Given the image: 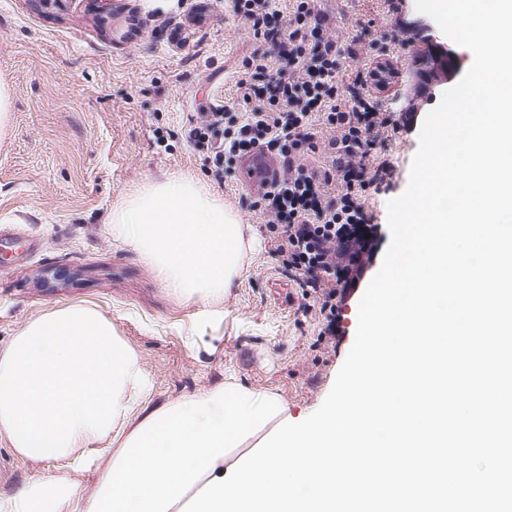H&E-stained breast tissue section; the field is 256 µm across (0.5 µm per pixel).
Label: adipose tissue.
I'll list each match as a JSON object with an SVG mask.
<instances>
[{"label": "adipose tissue", "instance_id": "1", "mask_svg": "<svg viewBox=\"0 0 512 512\" xmlns=\"http://www.w3.org/2000/svg\"><path fill=\"white\" fill-rule=\"evenodd\" d=\"M112 235L138 251L179 298L227 299L257 241L199 178H147L113 204ZM146 375L111 320L86 305L53 308L0 347V442L66 471L27 482L0 512H181L242 448L288 416L277 394L228 378L161 405L144 400ZM108 441L94 460L88 447ZM97 470L91 490L69 477Z\"/></svg>", "mask_w": 512, "mask_h": 512}]
</instances>
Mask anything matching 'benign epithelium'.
<instances>
[{
	"label": "benign epithelium",
	"mask_w": 512,
	"mask_h": 512,
	"mask_svg": "<svg viewBox=\"0 0 512 512\" xmlns=\"http://www.w3.org/2000/svg\"><path fill=\"white\" fill-rule=\"evenodd\" d=\"M417 29V49L411 72V89L406 95V112L418 111L422 97H434L439 87L455 78L456 69L460 66L457 53L451 45L433 35L429 24L419 22Z\"/></svg>",
	"instance_id": "1"
}]
</instances>
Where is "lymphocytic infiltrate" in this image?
<instances>
[{"label": "lymphocytic infiltrate", "instance_id": "1", "mask_svg": "<svg viewBox=\"0 0 512 512\" xmlns=\"http://www.w3.org/2000/svg\"><path fill=\"white\" fill-rule=\"evenodd\" d=\"M231 8L272 53L244 63L239 87L248 109L241 118L225 127L216 118L197 122L188 137L218 166L276 148L279 175L251 206L268 217L284 270L320 299L324 331L332 335L337 300L359 284L352 267L370 231L365 192L387 169L383 162L373 171L368 165L394 121L359 93L340 101L344 49L318 0H294L284 25L272 0H232ZM315 120L326 135L313 132ZM219 132L224 144L217 150L212 140Z\"/></svg>", "mask_w": 512, "mask_h": 512}]
</instances>
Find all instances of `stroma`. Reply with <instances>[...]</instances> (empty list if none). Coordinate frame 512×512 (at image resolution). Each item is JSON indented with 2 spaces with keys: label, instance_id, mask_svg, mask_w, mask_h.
I'll return each mask as SVG.
<instances>
[{
  "label": "stroma",
  "instance_id": "stroma-1",
  "mask_svg": "<svg viewBox=\"0 0 512 512\" xmlns=\"http://www.w3.org/2000/svg\"><path fill=\"white\" fill-rule=\"evenodd\" d=\"M338 42L353 49L341 78L390 62V84L367 91L398 130L381 148L389 169L367 204L376 236L373 279L390 244L387 203L402 194L418 150L420 113L403 110L414 0H322ZM261 44L227 0H0V77L13 87L10 136L0 141V346L51 308L89 304L139 356L148 398L164 403L227 377L280 395L304 419L331 390L355 338L361 293L323 335L318 306L273 253L251 194L188 141L203 112L240 96L242 62ZM190 172L257 233L246 274L214 313L165 288L138 252L113 239V204L145 177ZM57 463L0 443V497Z\"/></svg>",
  "mask_w": 512,
  "mask_h": 512
}]
</instances>
